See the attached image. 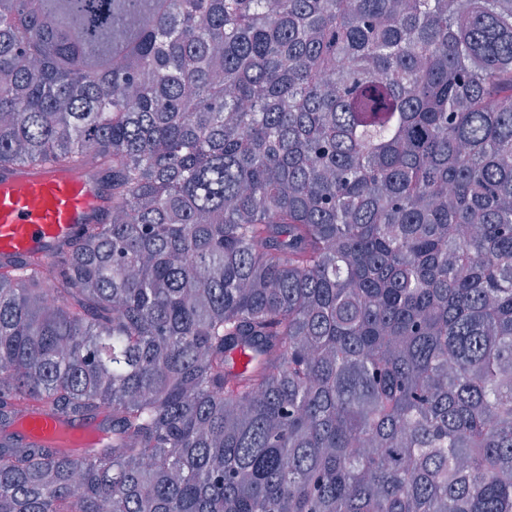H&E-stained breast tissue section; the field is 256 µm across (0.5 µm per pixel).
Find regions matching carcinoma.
I'll use <instances>...</instances> for the list:
<instances>
[{
	"mask_svg": "<svg viewBox=\"0 0 512 512\" xmlns=\"http://www.w3.org/2000/svg\"><path fill=\"white\" fill-rule=\"evenodd\" d=\"M90 147L0 260V512H512V0H0V168ZM107 189L93 170L0 171V256L50 260L82 224L101 219ZM107 414L94 419L71 421L68 427L60 425L53 417L29 416L20 421V431L36 439H63L67 447L84 448L94 444L104 435Z\"/></svg>",
	"mask_w": 512,
	"mask_h": 512,
	"instance_id": "obj_1",
	"label": "carcinoma"
}]
</instances>
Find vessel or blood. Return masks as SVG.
<instances>
[{
    "label": "vessel or blood",
    "mask_w": 512,
    "mask_h": 512,
    "mask_svg": "<svg viewBox=\"0 0 512 512\" xmlns=\"http://www.w3.org/2000/svg\"><path fill=\"white\" fill-rule=\"evenodd\" d=\"M107 189L91 170L13 168L0 171V256L51 259L82 225L101 219ZM106 416L60 425L49 416L21 420L20 431L36 439H63L83 448L104 434Z\"/></svg>",
    "instance_id": "1"
}]
</instances>
